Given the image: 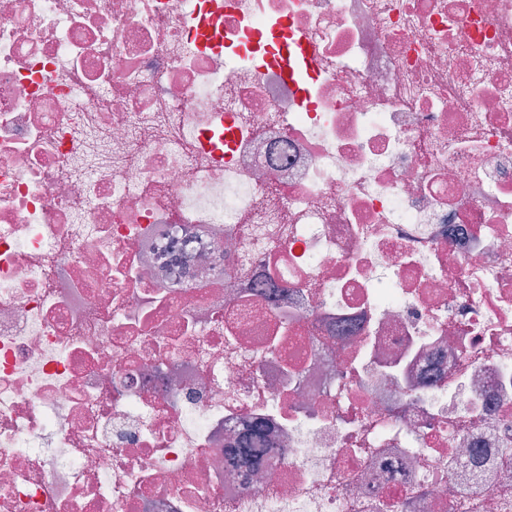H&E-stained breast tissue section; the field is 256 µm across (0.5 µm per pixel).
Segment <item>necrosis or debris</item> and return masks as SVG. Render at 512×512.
<instances>
[{
	"mask_svg": "<svg viewBox=\"0 0 512 512\" xmlns=\"http://www.w3.org/2000/svg\"><path fill=\"white\" fill-rule=\"evenodd\" d=\"M0 512H512V0H0Z\"/></svg>",
	"mask_w": 512,
	"mask_h": 512,
	"instance_id": "1",
	"label": "necrosis or debris"
}]
</instances>
